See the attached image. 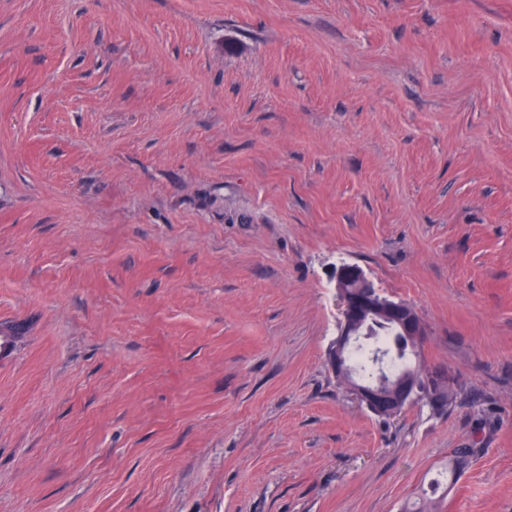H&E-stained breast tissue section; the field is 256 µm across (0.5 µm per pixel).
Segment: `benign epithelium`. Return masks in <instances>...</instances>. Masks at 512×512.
<instances>
[{
    "label": "benign epithelium",
    "instance_id": "7a95c632",
    "mask_svg": "<svg viewBox=\"0 0 512 512\" xmlns=\"http://www.w3.org/2000/svg\"><path fill=\"white\" fill-rule=\"evenodd\" d=\"M336 289L341 303L340 333L331 358L336 378L343 381V387L356 396L369 411L395 417L409 404L421 399L436 408L448 403V388L451 378L444 370L426 372L428 378L424 390H419L417 381L403 380L395 386H368L364 383L349 384L350 370L344 353L359 336L365 318L380 314L394 321L409 339L419 342L425 336V328L414 310L407 304L384 297L379 290L348 288L346 284L356 280L360 284L369 282L365 272L358 266L342 263L333 272Z\"/></svg>",
    "mask_w": 512,
    "mask_h": 512
}]
</instances>
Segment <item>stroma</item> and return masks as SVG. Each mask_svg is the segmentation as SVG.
Returning a JSON list of instances; mask_svg holds the SVG:
<instances>
[{
    "mask_svg": "<svg viewBox=\"0 0 512 512\" xmlns=\"http://www.w3.org/2000/svg\"><path fill=\"white\" fill-rule=\"evenodd\" d=\"M342 263L446 412L338 384ZM1 325L0 512H512V0H0ZM333 278L341 303V321L331 364L336 372V379L343 381L342 386L354 394L369 411L386 417L397 416L409 404L418 399L423 401L416 402L414 405L423 403L422 406H428L425 402H429L436 408H444L448 403L449 407L453 403L455 394L452 390V397L448 401L451 378L444 370L426 372L428 382L421 392L417 386V380H402L388 389H382L384 385L347 384L351 375L344 353L346 348L358 338L365 323L364 317L380 314L394 321L405 336L416 342L422 341L425 336V328L420 318L407 304L384 298L383 293L379 290L364 289L363 284L370 282L360 267L342 263L336 266ZM353 280H357L361 287L347 288L346 284Z\"/></svg>",
    "mask_w": 512,
    "mask_h": 512,
    "instance_id": "stroma-1",
    "label": "stroma"
}]
</instances>
